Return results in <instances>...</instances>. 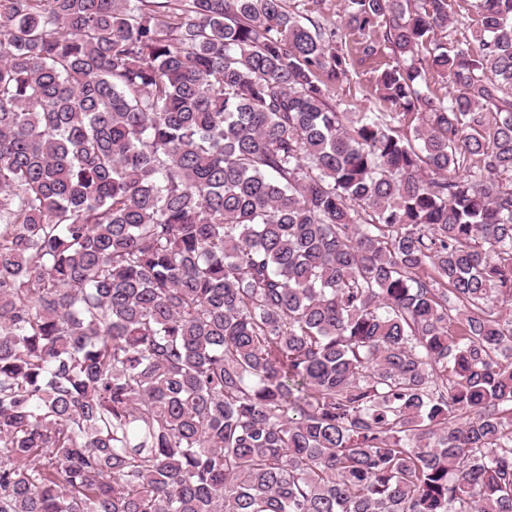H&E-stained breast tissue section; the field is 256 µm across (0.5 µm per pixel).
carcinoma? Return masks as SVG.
Masks as SVG:
<instances>
[{
	"mask_svg": "<svg viewBox=\"0 0 512 512\" xmlns=\"http://www.w3.org/2000/svg\"><path fill=\"white\" fill-rule=\"evenodd\" d=\"M323 2L0 0V512H512V0ZM392 61L390 51L381 47V53L373 58H365L362 54L354 55L353 70L348 80L336 84L330 90L333 103L345 110L344 112H358L370 105L372 97V77L374 69L379 63Z\"/></svg>",
	"mask_w": 512,
	"mask_h": 512,
	"instance_id": "1",
	"label": "carcinoma"
}]
</instances>
